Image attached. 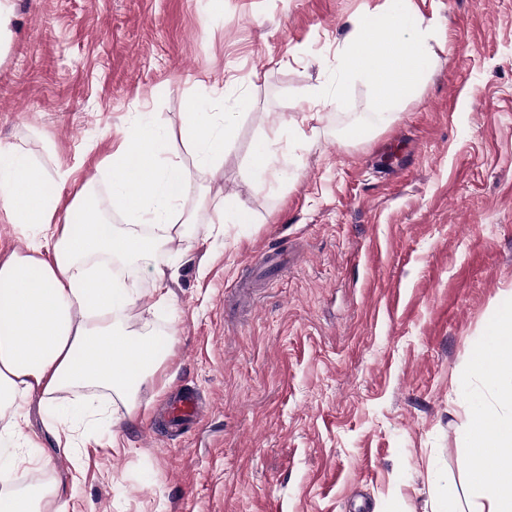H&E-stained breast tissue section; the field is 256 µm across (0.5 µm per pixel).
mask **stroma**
Here are the masks:
<instances>
[{
	"label": "stroma",
	"mask_w": 512,
	"mask_h": 512,
	"mask_svg": "<svg viewBox=\"0 0 512 512\" xmlns=\"http://www.w3.org/2000/svg\"><path fill=\"white\" fill-rule=\"evenodd\" d=\"M385 0H11L0 40V143L48 172L95 173L112 133L151 112L180 139L204 103L235 115L223 175L200 191L251 221L195 230L128 272L133 323L174 355L138 402L90 397L111 422L81 460L23 407L48 483L75 512H432L443 485L465 503L470 363L512 294V0H410L444 28L434 73L373 129L372 88L331 90L351 21ZM314 129L297 139L292 126ZM369 127L360 140L353 127ZM279 180L249 177L260 136ZM291 259L258 287L259 252ZM175 272L160 303L152 270ZM203 414L175 432L169 403Z\"/></svg>",
	"instance_id": "35a3bbf8"
}]
</instances>
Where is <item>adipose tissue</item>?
Instances as JSON below:
<instances>
[{"label": "adipose tissue", "mask_w": 512, "mask_h": 512, "mask_svg": "<svg viewBox=\"0 0 512 512\" xmlns=\"http://www.w3.org/2000/svg\"><path fill=\"white\" fill-rule=\"evenodd\" d=\"M443 30L413 11L408 0H387L384 10L356 21L343 49L346 70L366 76L374 89L378 123L425 86ZM105 170L114 211L122 224L100 220L89 184L70 197L50 185L51 175L11 144L0 143V222L34 229L25 250L0 255V479L30 454L33 442L20 412L32 398L47 403L48 431L70 450L73 432L88 430L91 411L82 390H102L134 413L142 390L171 355L166 339L129 325L133 299L118 273L149 262L161 249L189 235L199 212L210 224H244L248 218L224 200L198 192L152 113L143 112L114 133ZM196 168L219 173L233 137L231 113L194 106L180 130ZM196 211L185 214L186 199ZM474 377L493 387L496 403L473 408L465 436L472 494L466 512H512V295L471 363ZM66 402H59L60 394ZM0 512H71L51 485L0 489Z\"/></svg>", "instance_id": "ef3b65f1"}]
</instances>
